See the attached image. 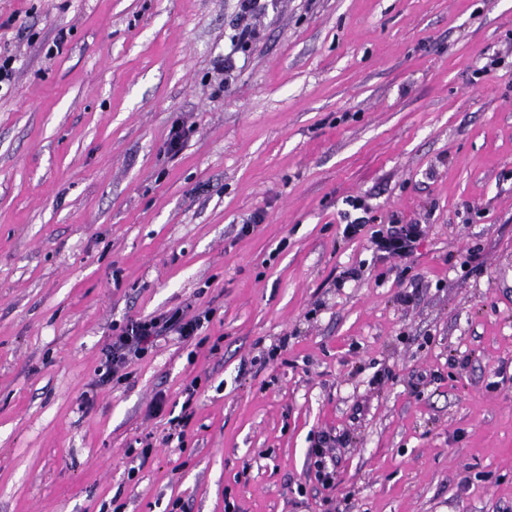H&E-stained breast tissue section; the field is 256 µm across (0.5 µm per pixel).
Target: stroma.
Here are the masks:
<instances>
[{
	"instance_id": "obj_1",
	"label": "stroma",
	"mask_w": 512,
	"mask_h": 512,
	"mask_svg": "<svg viewBox=\"0 0 512 512\" xmlns=\"http://www.w3.org/2000/svg\"><path fill=\"white\" fill-rule=\"evenodd\" d=\"M236 18L0 0V512H512V0H260L246 52ZM353 197L423 224L408 262L343 238ZM186 304L217 354L96 386L113 326ZM190 402H184L182 405L180 415L172 417L168 420L170 425L167 435L164 436L163 440L165 443L172 442L176 437L178 440V445H182L184 443V438L186 435V427L189 424L192 413H188L187 410L190 408ZM340 443V440L333 435L332 432L323 431L318 435L315 448H311L309 455L315 457L314 467L316 469V479L321 482L325 488H330L334 484L335 473L334 468L336 467V456H329V454L335 453L336 445ZM326 457L330 459L334 468L332 471H326Z\"/></svg>"
}]
</instances>
